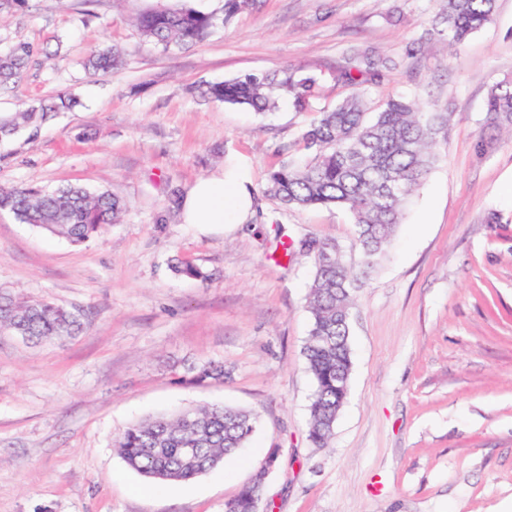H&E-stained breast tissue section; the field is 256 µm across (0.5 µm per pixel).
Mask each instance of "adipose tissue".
<instances>
[{
    "label": "adipose tissue",
    "instance_id": "1",
    "mask_svg": "<svg viewBox=\"0 0 512 512\" xmlns=\"http://www.w3.org/2000/svg\"><path fill=\"white\" fill-rule=\"evenodd\" d=\"M248 205L244 187L221 169L190 186L182 202V218L187 224L224 225Z\"/></svg>",
    "mask_w": 512,
    "mask_h": 512
}]
</instances>
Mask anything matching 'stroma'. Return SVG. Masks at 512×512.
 Returning a JSON list of instances; mask_svg holds the SVG:
<instances>
[{
	"instance_id": "35a3bbf8",
	"label": "stroma",
	"mask_w": 512,
	"mask_h": 512,
	"mask_svg": "<svg viewBox=\"0 0 512 512\" xmlns=\"http://www.w3.org/2000/svg\"><path fill=\"white\" fill-rule=\"evenodd\" d=\"M224 3L32 0L0 16L1 50H35L0 116L80 100L37 136L0 143V186L78 184L126 204L80 246L0 209V293L89 321L41 345L0 333V512H224L274 449L263 512H512V137L485 112L493 83L512 75V0L453 49L419 41L434 0H254L230 16ZM183 5L215 15L206 39L166 52L145 42L139 16ZM102 46L125 65L88 74ZM367 47L402 61L372 101L402 95L452 119L386 257L353 293L349 393L321 448L308 437L304 355L312 263L281 244L332 240L359 264L351 216L287 210L262 192L270 170L302 156L311 113L284 97L263 117L196 89L293 65L317 75L314 106L327 108L344 93L337 71ZM224 165L251 190L250 211L183 223L173 193ZM180 263L201 277L175 273ZM205 361L223 363V382L193 381ZM197 405L250 410L257 429L239 465L153 496L114 443Z\"/></svg>"
}]
</instances>
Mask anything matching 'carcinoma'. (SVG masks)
Here are the masks:
<instances>
[{
    "instance_id": "cac0c4a2",
    "label": "carcinoma",
    "mask_w": 512,
    "mask_h": 512,
    "mask_svg": "<svg viewBox=\"0 0 512 512\" xmlns=\"http://www.w3.org/2000/svg\"><path fill=\"white\" fill-rule=\"evenodd\" d=\"M495 0H441L424 37H438L448 46L462 44L471 34L491 24ZM216 25L214 16L189 8L154 11L137 20L142 37L166 51L203 40ZM34 57L26 42L0 52V92L15 87ZM354 68L336 73V84L349 88L329 110L303 130L305 158L282 162L272 170L263 193L289 210L311 206L347 210L355 226V244L362 263H379L412 199L437 161L436 147L447 130L451 113L422 111L418 101L389 96L372 102L366 87L378 86L398 66L386 55L370 50L354 53ZM121 54L94 49L85 61L93 72L120 66ZM315 76L287 67L275 73H246L222 83L208 84L203 98L245 106L272 114L286 95L298 112L312 111L317 95ZM80 104L72 95L23 105L0 117V140L34 130L49 117ZM488 124L512 134V76L492 85L485 103ZM0 208H7L29 224L73 245H82L104 226L120 221L124 203L109 191H90L79 185L53 190L32 186L0 188ZM291 254L311 258L313 279L307 307L311 328L304 347L316 388L310 406L309 436L324 447L332 435L349 385L352 359L349 311L358 273L343 260L340 247L330 241L290 240ZM84 329V314L49 301H17L0 294V332H11L33 343L52 342ZM224 377V367L205 363L194 379L204 382ZM256 415L232 407H200L164 414L131 425L115 443L126 463L144 477L170 482L192 480L224 463L243 447L253 432ZM195 449L192 458L183 449ZM263 460L252 484L226 503L224 512H253L254 486L268 474Z\"/></svg>"
}]
</instances>
